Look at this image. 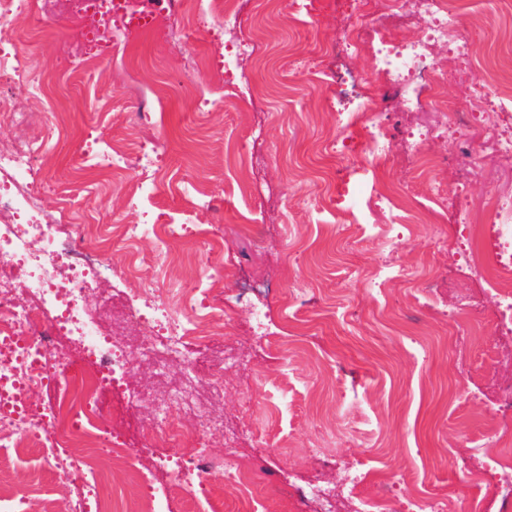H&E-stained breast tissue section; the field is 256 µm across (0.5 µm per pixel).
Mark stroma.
Here are the masks:
<instances>
[{
    "label": "stroma",
    "mask_w": 512,
    "mask_h": 512,
    "mask_svg": "<svg viewBox=\"0 0 512 512\" xmlns=\"http://www.w3.org/2000/svg\"><path fill=\"white\" fill-rule=\"evenodd\" d=\"M372 2L373 11L361 16L353 0H325L310 40L300 42L286 9L244 0L239 34L265 45L251 71L262 93L247 101L231 98L211 70L187 69L190 58L213 53L223 41L219 17L198 28L191 44L146 35L127 56L91 60L77 71L63 53L72 31L67 12H50L39 29L25 14L4 22L43 85L0 91V110L18 104L31 116L25 125L1 121L0 141L41 136L58 120L67 127L66 140L48 141L37 159L46 184L44 213L66 212L78 226L145 214L179 223L187 210L198 230L221 236L230 274L210 303L229 323L211 345L189 353L204 362L227 345L245 352V365L227 377L231 388L219 408L228 420L246 416L253 428L237 450L269 472L260 490L268 512H308L288 503L289 485L316 474L332 481L337 467L356 463L370 473L366 493L385 488L405 496L415 486L437 487L455 512H471L475 490L465 475L480 471L486 415L512 386V364L496 355V299L483 281L464 273L467 243L456 230L455 211L431 200V182L456 185L467 168L452 144L441 137L427 141L429 154L451 159L427 177L398 140L383 169L353 175L351 192L358 199L376 183L410 186L408 225L388 233L349 226L331 202L336 112L323 103L326 90L294 64L313 65L317 51L328 52L335 92L351 95L370 86L382 112H397V99L378 91L368 55L336 52L344 26L372 29L381 0ZM461 21L476 32L465 78L484 82L490 57L512 54V6L476 0ZM187 71L189 86L183 82ZM251 133L267 161L244 193L237 185L240 165L226 161L225 147ZM115 141L136 151L155 149L158 156L162 192L135 210L129 205L133 173L80 171L72 161L77 148L95 153ZM188 178L208 192L210 205L181 194ZM284 205L293 210L288 226L276 220ZM384 253L412 274V282L370 288L367 275ZM241 276L269 286L263 301L271 338L255 336L247 314L233 303ZM329 419L336 422L332 434L324 429ZM9 478L39 489L27 512H42V495L55 491L50 471L33 456L15 461Z\"/></svg>",
    "instance_id": "obj_1"
}]
</instances>
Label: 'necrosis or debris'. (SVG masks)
<instances>
[{
	"instance_id": "necrosis-or-debris-1",
	"label": "necrosis or debris",
	"mask_w": 512,
	"mask_h": 512,
	"mask_svg": "<svg viewBox=\"0 0 512 512\" xmlns=\"http://www.w3.org/2000/svg\"><path fill=\"white\" fill-rule=\"evenodd\" d=\"M74 18L70 54L87 58L107 31H115L134 41L141 35L132 28V16L145 13L152 26L168 17L182 21L185 40H192L193 25L202 17L219 16L225 30L239 24V0H58ZM471 0H458L457 10H449L448 0H387L371 33L350 27L338 42L351 53L368 54L383 87L398 94L404 111H414L422 96H431L435 111V131L448 135L457 152L481 166L486 153L512 157V94L499 98L487 118L491 135L483 141L470 140L471 104L489 101L492 86L467 84L463 99L455 104L436 100L438 88L447 75L435 61L437 48H447L458 60L471 58L472 37L460 24V11ZM423 18L418 34L403 40L402 22ZM7 30L0 28V88L25 84L36 88L39 75L22 53L13 50ZM261 41L233 38L224 43L219 69L224 87L240 90L248 81L240 64L261 56ZM340 133L358 129L361 142L351 163L357 167L382 169L398 129L387 115L376 112L369 89H361L353 108L337 112ZM43 145L26 141L0 146V464L6 458L34 450L56 478L57 491L64 501L46 499L43 512H122L108 470L127 473L130 482L141 487L136 512H224V497L217 481L233 487L236 512H266L257 491L268 474L242 456L234 454L242 423L225 424L224 445L229 452L214 458L203 449L212 424L201 421L199 447L183 445L179 414L196 410L193 392L206 385L211 392H223L226 375L242 362L240 353L225 349L207 366L188 355L189 346L208 345L224 329V316L208 300L224 280V265L218 243L206 249V270L195 283L174 286L167 282V270L180 239L194 231L193 224H149L136 221L114 225V240L132 252L128 265L112 268L109 251L89 247L85 235L70 230L62 218H22L20 208L35 210L40 186L32 163ZM101 170L134 171L139 188L158 192L161 181L157 159L149 152L136 155L115 149L102 152L97 162ZM405 191L384 189L365 199L369 223L394 227L405 209ZM486 221L468 225L469 236L481 243L470 249L466 261L471 272L484 280L499 301L496 328L499 336L512 339V193L494 192L480 207ZM156 242L147 256L134 251L143 238ZM148 264L154 278L139 281L133 301L126 308L129 321L140 325L141 344L132 346L122 338L102 333L96 326L101 307L110 296L101 294L106 274L130 280L139 264ZM25 277L28 288L17 293L13 283ZM99 298L97 308L85 299ZM157 364L182 361L184 381L167 398L157 401L142 396L137 405L148 416L141 425L144 443L164 449L160 469L167 481L156 488L138 468L132 449L127 448L119 428H106L108 406L105 395L121 391L141 359ZM46 394L44 405L32 404L34 388ZM482 472L473 476L477 485H492L512 512V429L491 428L481 450ZM366 475L359 467L347 466L339 481L315 479L290 490L297 504L316 502L319 512H339L340 501H349L351 512H450L444 493H416L399 499L384 492L366 495Z\"/></svg>"
}]
</instances>
